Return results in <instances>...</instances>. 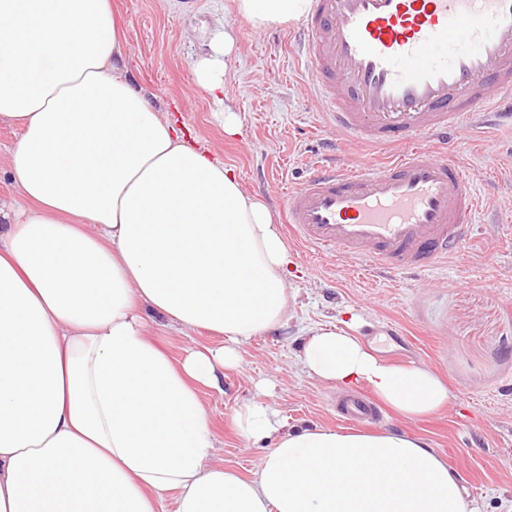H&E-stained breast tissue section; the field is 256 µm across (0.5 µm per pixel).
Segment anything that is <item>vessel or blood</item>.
Masks as SVG:
<instances>
[{
  "instance_id": "1",
  "label": "vessel or blood",
  "mask_w": 512,
  "mask_h": 512,
  "mask_svg": "<svg viewBox=\"0 0 512 512\" xmlns=\"http://www.w3.org/2000/svg\"><path fill=\"white\" fill-rule=\"evenodd\" d=\"M299 36L324 126L361 150L351 164L315 165L289 191V239L369 275L458 253L480 197L448 145L488 115L512 124V0H310ZM336 411L383 419L362 394Z\"/></svg>"
}]
</instances>
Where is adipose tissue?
Instances as JSON below:
<instances>
[{"instance_id": "adipose-tissue-1", "label": "adipose tissue", "mask_w": 512, "mask_h": 512, "mask_svg": "<svg viewBox=\"0 0 512 512\" xmlns=\"http://www.w3.org/2000/svg\"><path fill=\"white\" fill-rule=\"evenodd\" d=\"M257 26L308 0H232ZM0 0V124L19 137L0 204V512H482L411 434L283 430L247 404L243 436L274 438L251 477L216 460L201 390L253 337L283 326L291 259L268 208L136 86L112 0ZM234 39L193 65L224 87ZM218 348L173 359L152 317ZM356 321L317 325L300 363L323 383L366 384L397 414L443 408L446 384L392 364Z\"/></svg>"}]
</instances>
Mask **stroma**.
<instances>
[{
  "instance_id": "obj_1",
  "label": "stroma",
  "mask_w": 512,
  "mask_h": 512,
  "mask_svg": "<svg viewBox=\"0 0 512 512\" xmlns=\"http://www.w3.org/2000/svg\"><path fill=\"white\" fill-rule=\"evenodd\" d=\"M112 5L136 85L279 215L289 189L340 146L307 88L294 48L297 21L255 26L231 0ZM223 30L235 38V61L216 99L197 87L192 65ZM225 106L238 116L232 136L219 117ZM451 147L462 153L484 206L461 252L446 263L418 277L366 276L339 253L290 247L296 300L287 325L254 336L239 366L205 395L225 466L251 476L272 445L238 433L234 415L243 405L273 406L290 428L340 427L330 405L339 386L309 377L299 355L308 327L349 314L384 360L425 365L448 385L440 412L411 421L387 409L380 429L419 436L461 474L486 512H512V459L502 455L512 448V129L466 130Z\"/></svg>"
}]
</instances>
